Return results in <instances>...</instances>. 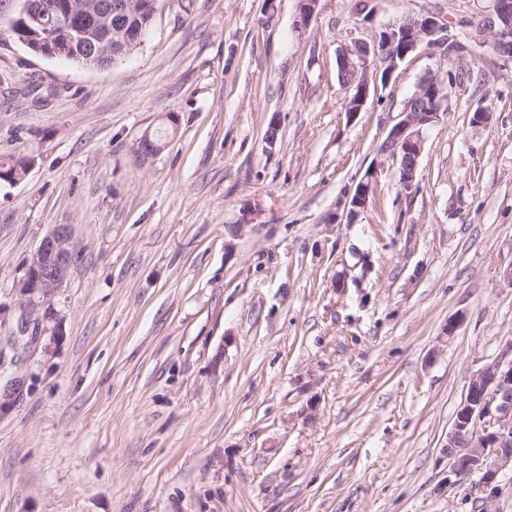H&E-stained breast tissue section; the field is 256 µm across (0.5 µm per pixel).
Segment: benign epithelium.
Returning a JSON list of instances; mask_svg holds the SVG:
<instances>
[{
	"instance_id": "obj_1",
	"label": "benign epithelium",
	"mask_w": 512,
	"mask_h": 512,
	"mask_svg": "<svg viewBox=\"0 0 512 512\" xmlns=\"http://www.w3.org/2000/svg\"><path fill=\"white\" fill-rule=\"evenodd\" d=\"M127 13L112 0H93L89 14L103 21L100 26L83 27L76 17L70 0H55L50 14L56 18L52 31L46 30L44 15L25 11L21 20L36 36H49L56 44L80 46L82 53L95 54L102 44L112 43V33L127 42H135L139 34L123 27L112 30V14ZM512 18V0H495L494 13L486 19V31L491 46L500 57L512 60V22L499 24L504 16ZM386 40L375 39L373 45H359L340 57L343 69L367 68L369 58L381 63L382 83H389L393 73L406 58L424 45L431 50L444 40L456 41L459 55L473 54V48L457 41L449 25L435 13L399 18L383 27ZM447 111V94L439 87V76L431 75L417 87L407 101L401 119L390 129L380 146V152L401 162L404 191L414 188L415 170L423 150L422 129ZM370 184L359 183L349 200L351 211L366 208ZM71 227L56 224L44 236L27 264L16 288V304L22 321L41 325L42 319L54 314V298L63 288L73 262ZM447 450L452 457V473L464 479L478 472L481 485L494 494L498 477L512 467V340L506 342L497 357L473 374L468 392L448 432Z\"/></svg>"
}]
</instances>
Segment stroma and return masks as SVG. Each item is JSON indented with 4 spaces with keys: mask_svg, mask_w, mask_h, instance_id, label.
I'll use <instances>...</instances> for the list:
<instances>
[{
    "mask_svg": "<svg viewBox=\"0 0 512 512\" xmlns=\"http://www.w3.org/2000/svg\"><path fill=\"white\" fill-rule=\"evenodd\" d=\"M17 6L0 0V154L35 163L0 181V512H512V472L485 500L446 449L512 340L494 0H319L304 30L299 0H161L105 68L6 35ZM427 11L479 62L419 48L346 111L340 50ZM451 70L405 192L379 147ZM56 224L73 264L24 329L15 284Z\"/></svg>",
    "mask_w": 512,
    "mask_h": 512,
    "instance_id": "stroma-1",
    "label": "stroma"
}]
</instances>
